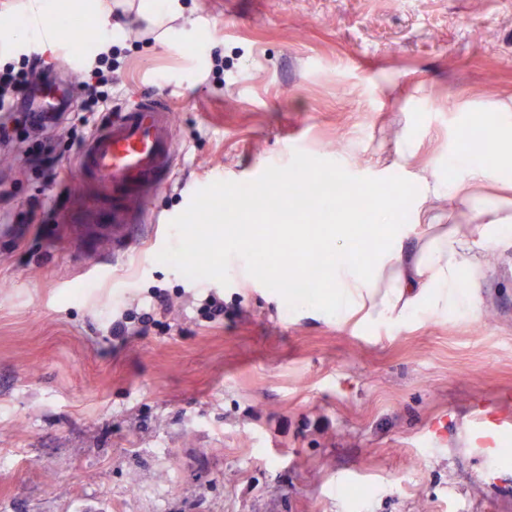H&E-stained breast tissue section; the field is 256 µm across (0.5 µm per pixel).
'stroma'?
I'll list each match as a JSON object with an SVG mask.
<instances>
[{"instance_id": "stroma-1", "label": "stroma", "mask_w": 512, "mask_h": 512, "mask_svg": "<svg viewBox=\"0 0 512 512\" xmlns=\"http://www.w3.org/2000/svg\"><path fill=\"white\" fill-rule=\"evenodd\" d=\"M175 3L157 28L139 0H105L122 29L107 45L92 22L19 42L0 27V71L37 54L48 79L111 51L113 104L166 94L178 148L115 253L95 244L107 214L79 242L57 221L90 199L78 134L96 118L79 85L55 184L27 162L41 132L0 147L10 210L42 204L20 244L0 241V512H512V467L491 483L468 440L474 417L512 421L511 253L490 251L447 314L376 326L156 260L197 191L294 151L413 181L470 128L512 126V0ZM125 312L152 315L146 335L112 338Z\"/></svg>"}]
</instances>
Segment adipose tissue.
Returning a JSON list of instances; mask_svg holds the SVG:
<instances>
[{
	"label": "adipose tissue",
	"instance_id": "obj_1",
	"mask_svg": "<svg viewBox=\"0 0 512 512\" xmlns=\"http://www.w3.org/2000/svg\"><path fill=\"white\" fill-rule=\"evenodd\" d=\"M79 0H34L33 21L16 25L13 36L34 37L35 21L51 16L55 28L70 25L81 13ZM500 147L501 162L491 165L470 156L457 158L454 178L445 181L441 172L429 170L397 200L398 209L409 210L408 219L394 218L376 226L377 248L355 257L349 248L352 227L337 225L330 244L336 283V319L369 324H394L413 312L442 314L453 308L462 294L464 278L484 270L482 260L492 249H512V213L494 205H482L475 224H432L430 211L451 199H468L477 185L512 194V136L497 124L487 127Z\"/></svg>",
	"mask_w": 512,
	"mask_h": 512
}]
</instances>
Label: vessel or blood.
Wrapping results in <instances>:
<instances>
[{
  "label": "vessel or blood",
  "mask_w": 512,
  "mask_h": 512,
  "mask_svg": "<svg viewBox=\"0 0 512 512\" xmlns=\"http://www.w3.org/2000/svg\"><path fill=\"white\" fill-rule=\"evenodd\" d=\"M172 112L168 100L139 99L119 118L97 128L82 149L78 172L102 191L91 208H109L111 223L103 232V240L113 250L121 249L125 227L140 221L129 208V199L161 192L169 182L177 157ZM472 431L476 453L489 474H496V446L512 434V424L479 418Z\"/></svg>",
  "instance_id": "obj_1"
}]
</instances>
